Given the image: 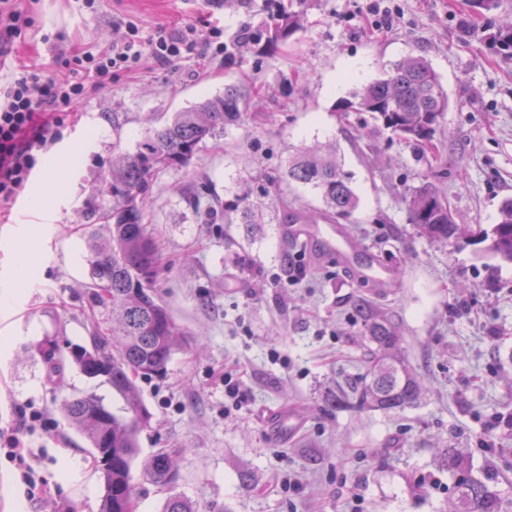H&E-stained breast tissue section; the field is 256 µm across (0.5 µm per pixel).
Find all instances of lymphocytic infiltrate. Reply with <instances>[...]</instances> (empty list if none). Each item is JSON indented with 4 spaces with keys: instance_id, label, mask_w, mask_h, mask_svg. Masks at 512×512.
Listing matches in <instances>:
<instances>
[{
    "instance_id": "lymphocytic-infiltrate-1",
    "label": "lymphocytic infiltrate",
    "mask_w": 512,
    "mask_h": 512,
    "mask_svg": "<svg viewBox=\"0 0 512 512\" xmlns=\"http://www.w3.org/2000/svg\"><path fill=\"white\" fill-rule=\"evenodd\" d=\"M119 26L123 35L110 49L86 58L100 77L109 79L119 72L136 71L147 56L165 65L193 54L224 53V31L218 27L201 39L196 27L187 24L145 42L139 36L137 21L123 20ZM83 94V84H70L35 71L14 77L0 93V209L16 200L36 170L41 152L59 139L65 107Z\"/></svg>"
}]
</instances>
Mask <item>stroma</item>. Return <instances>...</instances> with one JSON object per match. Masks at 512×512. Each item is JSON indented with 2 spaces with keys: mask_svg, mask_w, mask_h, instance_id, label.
I'll return each mask as SVG.
<instances>
[{
  "mask_svg": "<svg viewBox=\"0 0 512 512\" xmlns=\"http://www.w3.org/2000/svg\"><path fill=\"white\" fill-rule=\"evenodd\" d=\"M370 0H16L30 20L0 81L25 65L81 82L63 136L51 146L21 196L47 194L42 207L11 208L0 219V429L19 410L42 411L46 429L26 439L38 480L27 492L0 448V512H99L93 454L69 427L70 395L112 397L69 364L53 367L48 342L86 344L108 328V310L91 306L87 232L112 207L103 175L114 156L133 151L148 124L234 85L253 105L237 124L207 139L188 166L155 180L146 220L161 258L156 287L182 337L165 377L139 379L152 419L132 470L135 512H162L166 491L144 475L158 449L179 448L173 492L197 512H452L455 475L435 451L451 447L463 472L512 497V264L482 252L419 237L407 222V188L434 182L458 222L490 227L512 198V57L493 52L492 26L512 20V0L491 14L468 0H385L393 26L379 27ZM302 11L288 41L240 39L241 26L265 33L282 13ZM129 16L143 40L194 20L199 33L224 30L225 53L99 83L78 58L107 50ZM432 65L449 107L432 151L418 153L383 133L357 131L372 117L338 105L356 87L383 77L401 59ZM335 151L352 174L359 207L345 227L360 247L401 270L379 290L353 279L336 260L305 262L306 276L280 287L293 252L283 236L289 211L313 213L321 201L297 185L277 188L298 150ZM246 199L262 210L258 228L212 218L211 208ZM30 254L26 268L18 252ZM366 301L397 326L399 352L418 375L419 402L402 410L336 407L348 381L366 374ZM248 400L233 406L224 372ZM288 408L297 427L282 441L267 431L268 411Z\"/></svg>",
  "mask_w": 512,
  "mask_h": 512,
  "instance_id": "obj_1",
  "label": "stroma"
}]
</instances>
